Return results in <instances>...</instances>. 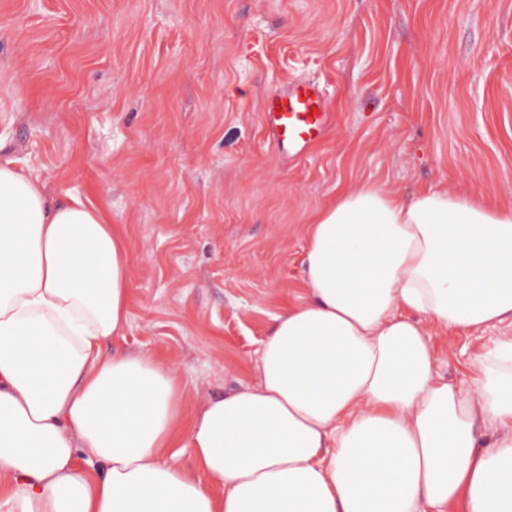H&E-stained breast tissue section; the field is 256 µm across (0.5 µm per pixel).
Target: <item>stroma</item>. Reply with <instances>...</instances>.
Wrapping results in <instances>:
<instances>
[{"instance_id": "stroma-1", "label": "stroma", "mask_w": 512, "mask_h": 512, "mask_svg": "<svg viewBox=\"0 0 512 512\" xmlns=\"http://www.w3.org/2000/svg\"><path fill=\"white\" fill-rule=\"evenodd\" d=\"M322 86L330 123L282 155L269 97ZM124 235L129 324L184 410L253 379L272 317L306 297L308 219L380 181L512 206V0H0V162ZM488 341L439 332L464 380Z\"/></svg>"}]
</instances>
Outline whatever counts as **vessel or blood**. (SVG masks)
<instances>
[{
	"label": "vessel or blood",
	"instance_id": "vessel-or-blood-1",
	"mask_svg": "<svg viewBox=\"0 0 512 512\" xmlns=\"http://www.w3.org/2000/svg\"><path fill=\"white\" fill-rule=\"evenodd\" d=\"M265 118L280 152L306 146L328 123L324 92L313 83L294 84L269 98Z\"/></svg>",
	"mask_w": 512,
	"mask_h": 512
}]
</instances>
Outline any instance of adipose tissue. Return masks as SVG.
Listing matches in <instances>:
<instances>
[{"label":"adipose tissue","instance_id":"obj_1","mask_svg":"<svg viewBox=\"0 0 512 512\" xmlns=\"http://www.w3.org/2000/svg\"><path fill=\"white\" fill-rule=\"evenodd\" d=\"M304 266L252 383L185 416L176 369L101 353L125 238L0 164V512H512V335L464 383L431 345L512 322V207L365 182L310 216Z\"/></svg>","mask_w":512,"mask_h":512}]
</instances>
